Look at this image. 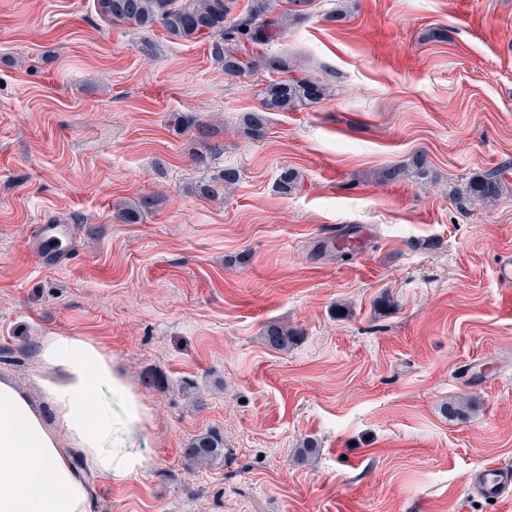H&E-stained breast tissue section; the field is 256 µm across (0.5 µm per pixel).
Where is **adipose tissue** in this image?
<instances>
[{
    "instance_id": "1",
    "label": "adipose tissue",
    "mask_w": 512,
    "mask_h": 512,
    "mask_svg": "<svg viewBox=\"0 0 512 512\" xmlns=\"http://www.w3.org/2000/svg\"><path fill=\"white\" fill-rule=\"evenodd\" d=\"M36 385L47 423L27 392L0 377V512H93L89 476L121 484L144 470L143 450L125 447L107 406L148 431L151 410L103 348L86 336L45 337Z\"/></svg>"
}]
</instances>
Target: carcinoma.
Masks as SVG:
<instances>
[{"mask_svg":"<svg viewBox=\"0 0 512 512\" xmlns=\"http://www.w3.org/2000/svg\"><path fill=\"white\" fill-rule=\"evenodd\" d=\"M309 0H252L248 10L233 15L235 0H97L99 14L113 22L133 23L149 29L161 25L168 34L186 41L206 35L211 38L212 58L224 66V74L241 78L258 69L278 73L288 72L283 55H259L245 62L239 50L246 44H265L281 36L289 21L305 18L304 6ZM327 84L311 78H283L262 90L263 103L270 109L288 110L315 104L325 97ZM174 129H196L205 136L210 126L189 115L174 113L170 117ZM244 133L251 139L265 137L262 118L249 113L243 118ZM468 197L481 204L495 201L501 193V183L494 173L471 180L466 187ZM152 196H142L120 209L121 217L135 224L154 205ZM294 332L281 323L265 326V343L282 349ZM224 441L217 435L200 436L186 449L192 462H208L223 454Z\"/></svg>","mask_w":512,"mask_h":512,"instance_id":"carcinoma-1","label":"carcinoma"}]
</instances>
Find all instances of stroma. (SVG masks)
Returning <instances> with one entry per match:
<instances>
[{
	"mask_svg": "<svg viewBox=\"0 0 512 512\" xmlns=\"http://www.w3.org/2000/svg\"><path fill=\"white\" fill-rule=\"evenodd\" d=\"M258 51L327 80L324 99L267 112L272 73L225 75L206 39L96 0H0V374L38 397L40 343L78 334L143 397L149 433H123L150 461L93 479V512H512L466 483L512 462V0H310ZM418 154L425 175L379 181ZM227 168L236 184L203 197ZM492 171L499 199L470 200ZM142 195L154 209L122 222ZM48 221L73 228L69 266L29 242ZM208 431L223 456L189 464Z\"/></svg>",
	"mask_w": 512,
	"mask_h": 512,
	"instance_id": "obj_1",
	"label": "stroma"
}]
</instances>
